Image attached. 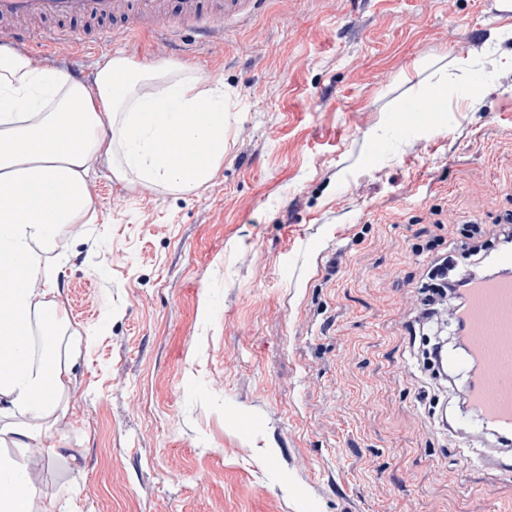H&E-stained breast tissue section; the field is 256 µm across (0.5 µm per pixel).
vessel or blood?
Instances as JSON below:
<instances>
[{
    "label": "vessel or blood",
    "instance_id": "obj_1",
    "mask_svg": "<svg viewBox=\"0 0 512 512\" xmlns=\"http://www.w3.org/2000/svg\"><path fill=\"white\" fill-rule=\"evenodd\" d=\"M220 0H0V44L31 38L25 23L47 20L39 49L71 42L68 25L78 21L125 20L129 32L151 34L167 48L179 46L182 25H193L201 43L219 46L223 28L208 17L220 8ZM440 104L435 97L410 99L403 105L405 119L396 124L407 135L432 120ZM469 300L463 314L470 339V356L491 367L493 377H479L472 395L482 422L495 431L512 435V279H489L477 268L468 269Z\"/></svg>",
    "mask_w": 512,
    "mask_h": 512
}]
</instances>
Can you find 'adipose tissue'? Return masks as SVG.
<instances>
[{
    "mask_svg": "<svg viewBox=\"0 0 512 512\" xmlns=\"http://www.w3.org/2000/svg\"><path fill=\"white\" fill-rule=\"evenodd\" d=\"M231 96L193 70L105 56L92 83L0 48V512H55L2 443L44 447L74 363L35 352L32 336H57L66 312L52 300L46 258L72 225L95 219L87 179L105 158L113 178L184 195L205 190L224 162ZM177 144H169L171 132ZM206 142V154L195 153ZM42 284L34 292V284Z\"/></svg>",
    "mask_w": 512,
    "mask_h": 512,
    "instance_id": "1",
    "label": "adipose tissue"
}]
</instances>
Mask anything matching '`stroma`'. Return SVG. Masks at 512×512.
Listing matches in <instances>:
<instances>
[{"label":"stroma","mask_w":512,"mask_h":512,"mask_svg":"<svg viewBox=\"0 0 512 512\" xmlns=\"http://www.w3.org/2000/svg\"><path fill=\"white\" fill-rule=\"evenodd\" d=\"M511 23L487 0H247L191 56L108 23L17 45L88 82L111 51L188 66L234 102L201 194L94 165L98 217L49 258L77 355L65 453L15 451L41 495L60 512H512V451L412 331L426 244L512 211V42L493 38ZM461 60L483 86L397 137L404 100Z\"/></svg>","instance_id":"1"}]
</instances>
